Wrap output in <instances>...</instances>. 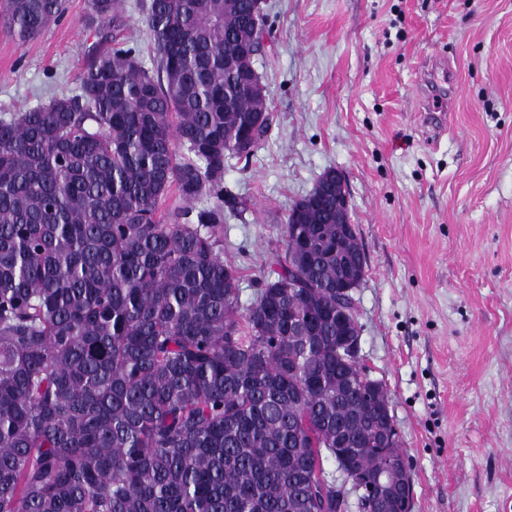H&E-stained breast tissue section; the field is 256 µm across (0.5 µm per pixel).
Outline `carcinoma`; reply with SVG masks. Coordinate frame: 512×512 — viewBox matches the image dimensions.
<instances>
[{"label": "carcinoma", "mask_w": 512, "mask_h": 512, "mask_svg": "<svg viewBox=\"0 0 512 512\" xmlns=\"http://www.w3.org/2000/svg\"><path fill=\"white\" fill-rule=\"evenodd\" d=\"M256 2L146 0L156 72L112 45L78 93L0 118V512H349L326 465L403 455L347 358L366 257L336 196L292 206L248 305L221 257L224 164L270 130L251 61L224 68ZM65 11L0 0L23 40Z\"/></svg>", "instance_id": "obj_1"}]
</instances>
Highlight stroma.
Wrapping results in <instances>:
<instances>
[{"instance_id": "stroma-1", "label": "stroma", "mask_w": 512, "mask_h": 512, "mask_svg": "<svg viewBox=\"0 0 512 512\" xmlns=\"http://www.w3.org/2000/svg\"><path fill=\"white\" fill-rule=\"evenodd\" d=\"M143 0L117 33L155 61ZM38 36L0 19V116L76 93L101 44L87 0ZM255 67L271 128L228 159L225 263L249 303L295 202L346 182L364 249L359 359L382 383L411 463L412 512H512V0H264ZM453 107L419 111L425 66Z\"/></svg>"}]
</instances>
